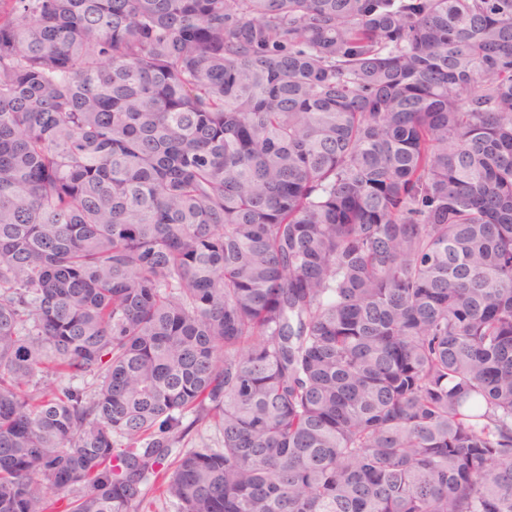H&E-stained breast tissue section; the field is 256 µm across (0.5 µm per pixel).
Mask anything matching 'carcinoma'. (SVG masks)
<instances>
[{
  "label": "carcinoma",
  "mask_w": 512,
  "mask_h": 512,
  "mask_svg": "<svg viewBox=\"0 0 512 512\" xmlns=\"http://www.w3.org/2000/svg\"><path fill=\"white\" fill-rule=\"evenodd\" d=\"M152 490L512 512V0H0V512ZM223 442L220 434L213 428L207 425H199L186 439L174 449L173 456L177 455L179 451H184L189 448H221Z\"/></svg>",
  "instance_id": "obj_1"
}]
</instances>
